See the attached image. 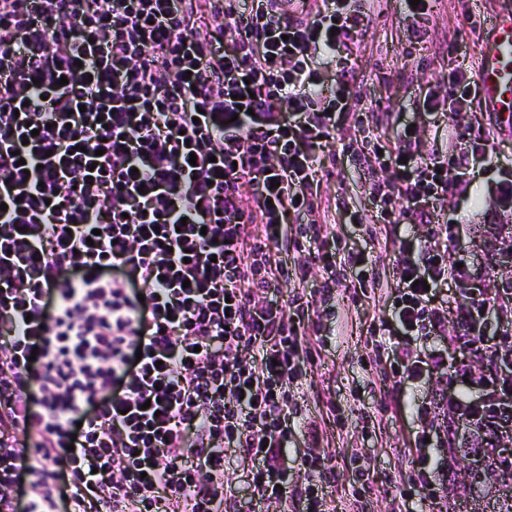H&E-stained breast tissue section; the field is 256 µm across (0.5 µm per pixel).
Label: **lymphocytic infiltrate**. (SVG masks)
I'll return each instance as SVG.
<instances>
[{
	"instance_id": "f902f5d3",
	"label": "lymphocytic infiltrate",
	"mask_w": 512,
	"mask_h": 512,
	"mask_svg": "<svg viewBox=\"0 0 512 512\" xmlns=\"http://www.w3.org/2000/svg\"><path fill=\"white\" fill-rule=\"evenodd\" d=\"M374 0H0V512H237L226 452L250 466L256 502L323 512L337 467L317 453L282 467L317 357L301 289L339 284L313 191L316 149L351 108L347 51ZM338 95L321 109V67ZM463 70L423 100L421 131L393 147L345 145L377 222L421 224L488 159L487 123L441 128L471 108ZM445 141L422 153L421 132ZM389 172L375 180V169ZM388 336L396 373L450 380L442 350L471 345L476 298L456 332L438 288L445 252L398 266ZM288 288L289 305L266 301Z\"/></svg>"
}]
</instances>
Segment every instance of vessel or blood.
Here are the masks:
<instances>
[{
    "instance_id": "1",
    "label": "vessel or blood",
    "mask_w": 512,
    "mask_h": 512,
    "mask_svg": "<svg viewBox=\"0 0 512 512\" xmlns=\"http://www.w3.org/2000/svg\"><path fill=\"white\" fill-rule=\"evenodd\" d=\"M481 98L503 130H512V12L501 13L488 27L479 71Z\"/></svg>"
}]
</instances>
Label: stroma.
Segmentation results:
<instances>
[{"label":"stroma","mask_w":512,"mask_h":512,"mask_svg":"<svg viewBox=\"0 0 512 512\" xmlns=\"http://www.w3.org/2000/svg\"><path fill=\"white\" fill-rule=\"evenodd\" d=\"M505 11H512V0H431L411 25L400 0H377L370 29L352 55L357 81L351 91L360 107L345 113L325 147L319 204L338 239L367 251L375 281L360 290L354 278H347L327 299L319 332L304 330L301 343H314L318 357L301 378L304 420L294 426L284 461L292 479L311 453L331 456L343 468V477L326 492L325 512H405L402 494L419 459L428 458L433 467L448 464L447 449L418 442L417 408L433 400L437 374L416 381L398 379L371 332L388 312L398 265L414 257L426 228L404 223L394 231L374 223L358 172L336 155L359 137L360 110L384 105L412 113L425 94H446L451 69L478 74L485 25ZM492 146L505 155V162L477 163L463 192L434 204L436 221L448 227L438 243L457 267L453 280L442 288L452 322L469 307L475 289L497 276L486 259L488 238L479 229L484 212L493 210L496 223L512 224V206L496 197L498 183L512 175V134L495 133ZM351 209L357 211L358 223L349 222ZM310 423L319 431L318 442L306 433ZM359 472L367 474V483L355 482Z\"/></svg>","instance_id":"stroma-1"}]
</instances>
